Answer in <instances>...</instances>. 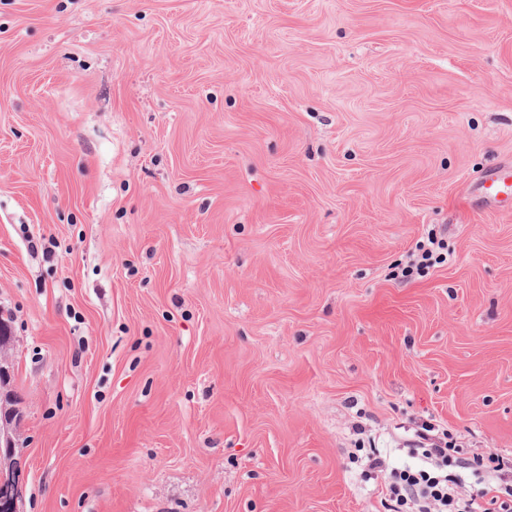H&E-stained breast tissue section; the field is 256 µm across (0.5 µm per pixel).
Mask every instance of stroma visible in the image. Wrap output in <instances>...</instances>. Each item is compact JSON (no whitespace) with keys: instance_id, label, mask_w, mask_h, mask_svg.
Segmentation results:
<instances>
[{"instance_id":"obj_1","label":"stroma","mask_w":512,"mask_h":512,"mask_svg":"<svg viewBox=\"0 0 512 512\" xmlns=\"http://www.w3.org/2000/svg\"><path fill=\"white\" fill-rule=\"evenodd\" d=\"M503 162L512 0H0L20 512H384L360 425L512 458ZM512 177V166H497L485 177L481 187L486 197L497 206H502V196L512 193V184L509 183ZM431 231L427 235V240L420 242L421 244L417 246V253L411 255L412 258L402 271L403 275H411L414 270L419 271L443 261V253L441 252L444 250L443 239L438 238L437 234L433 230Z\"/></svg>"}]
</instances>
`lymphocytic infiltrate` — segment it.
Listing matches in <instances>:
<instances>
[{
    "label": "lymphocytic infiltrate",
    "mask_w": 512,
    "mask_h": 512,
    "mask_svg": "<svg viewBox=\"0 0 512 512\" xmlns=\"http://www.w3.org/2000/svg\"><path fill=\"white\" fill-rule=\"evenodd\" d=\"M404 450L414 464L393 467L379 450L365 458L367 473L382 477V494L387 512H512V485L501 482L512 470V460L496 453L465 456L462 449L437 435L426 423L406 440ZM483 476L488 485L481 499L464 492V472Z\"/></svg>",
    "instance_id": "obj_1"
}]
</instances>
